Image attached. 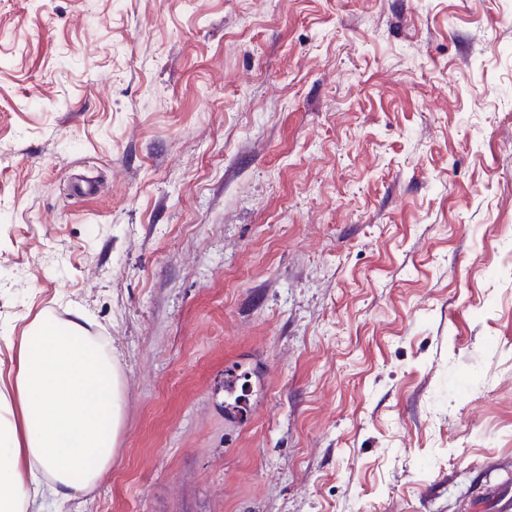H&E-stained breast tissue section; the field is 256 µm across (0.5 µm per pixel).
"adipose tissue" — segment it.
Returning <instances> with one entry per match:
<instances>
[{
    "label": "adipose tissue",
    "instance_id": "1",
    "mask_svg": "<svg viewBox=\"0 0 512 512\" xmlns=\"http://www.w3.org/2000/svg\"><path fill=\"white\" fill-rule=\"evenodd\" d=\"M123 401L104 339L38 315L0 375V512H46L93 491L112 469Z\"/></svg>",
    "mask_w": 512,
    "mask_h": 512
}]
</instances>
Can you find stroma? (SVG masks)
<instances>
[{
  "label": "stroma",
  "instance_id": "stroma-1",
  "mask_svg": "<svg viewBox=\"0 0 512 512\" xmlns=\"http://www.w3.org/2000/svg\"><path fill=\"white\" fill-rule=\"evenodd\" d=\"M76 308L125 420L63 512H476L512 485V0H0V369Z\"/></svg>",
  "mask_w": 512,
  "mask_h": 512
}]
</instances>
